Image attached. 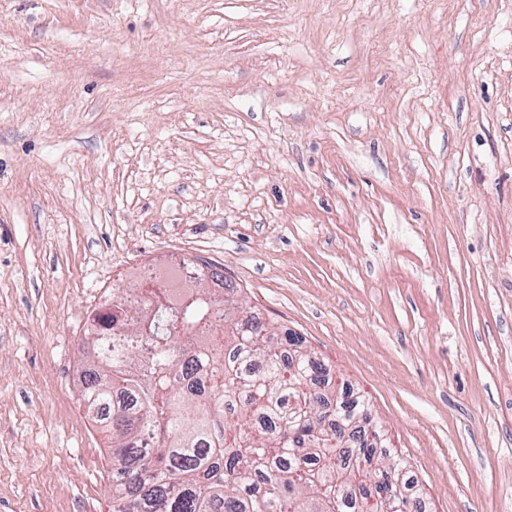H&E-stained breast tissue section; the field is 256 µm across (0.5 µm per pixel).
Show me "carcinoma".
Returning a JSON list of instances; mask_svg holds the SVG:
<instances>
[{"label": "carcinoma", "mask_w": 512, "mask_h": 512, "mask_svg": "<svg viewBox=\"0 0 512 512\" xmlns=\"http://www.w3.org/2000/svg\"><path fill=\"white\" fill-rule=\"evenodd\" d=\"M138 294L88 329L84 400L111 433L112 512H425L366 396L302 337L235 288Z\"/></svg>", "instance_id": "1"}]
</instances>
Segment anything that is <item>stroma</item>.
<instances>
[{
	"label": "stroma",
	"instance_id": "obj_1",
	"mask_svg": "<svg viewBox=\"0 0 512 512\" xmlns=\"http://www.w3.org/2000/svg\"><path fill=\"white\" fill-rule=\"evenodd\" d=\"M196 256L512 512V0H0V512H112L86 330Z\"/></svg>",
	"mask_w": 512,
	"mask_h": 512
}]
</instances>
